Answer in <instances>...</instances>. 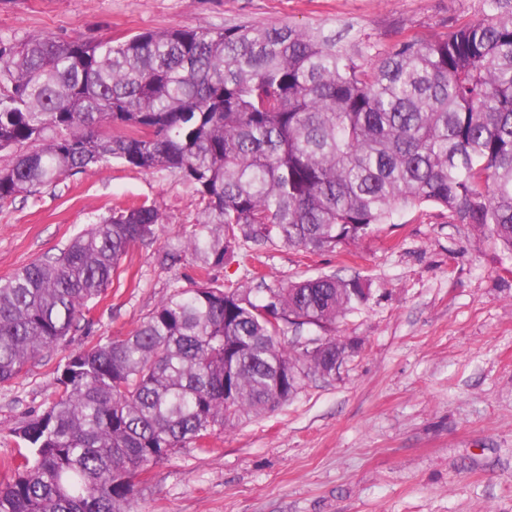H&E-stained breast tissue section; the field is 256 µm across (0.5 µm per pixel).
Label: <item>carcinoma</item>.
Listing matches in <instances>:
<instances>
[{
	"label": "carcinoma",
	"mask_w": 512,
	"mask_h": 512,
	"mask_svg": "<svg viewBox=\"0 0 512 512\" xmlns=\"http://www.w3.org/2000/svg\"><path fill=\"white\" fill-rule=\"evenodd\" d=\"M485 2L374 61L290 24L0 39L1 203L113 161L173 173L202 204L186 241L197 280L57 367L47 409L12 433L0 512H134L137 475L336 374L354 349L336 325L366 284L218 283L213 268L247 261L241 241L333 251L434 203L512 254V0ZM162 223L154 205L116 208L0 278V384L66 339Z\"/></svg>",
	"instance_id": "obj_1"
}]
</instances>
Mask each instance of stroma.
<instances>
[{"label":"stroma","instance_id":"1","mask_svg":"<svg viewBox=\"0 0 512 512\" xmlns=\"http://www.w3.org/2000/svg\"><path fill=\"white\" fill-rule=\"evenodd\" d=\"M483 0H0V38L41 31L120 42L167 28L290 23L360 39L376 59L482 18ZM166 217L77 331L0 385V482L12 430L41 414L72 351L132 332L196 276L184 242L201 205L174 174L117 163L0 205V278L57 254L122 202ZM272 286L359 277L367 301L336 330L357 350L282 406L179 449L136 479L135 512H512V254L425 204L358 243L314 254L247 243ZM180 253L173 265L164 253Z\"/></svg>","mask_w":512,"mask_h":512}]
</instances>
